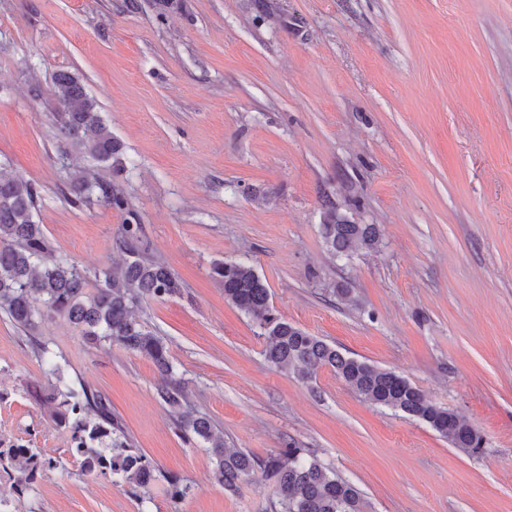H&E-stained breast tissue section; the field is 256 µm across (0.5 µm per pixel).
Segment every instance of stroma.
<instances>
[{
    "mask_svg": "<svg viewBox=\"0 0 512 512\" xmlns=\"http://www.w3.org/2000/svg\"><path fill=\"white\" fill-rule=\"evenodd\" d=\"M60 70L123 147L127 213L69 189L96 164L57 134ZM0 173L38 186L36 221L89 271L118 264L123 223L141 224L183 290L140 318L226 447L310 449L364 512H512V0H0ZM329 201L378 225V250L331 259ZM224 260L254 265L291 324L453 410L483 453L331 369L309 382L275 370L211 277ZM38 334L190 491L176 504L160 482L143 502L120 478L82 475L69 433L26 394L41 364L0 315V438L61 462L22 497L1 479L0 512H273L262 476L234 492L214 481L149 357L94 348L58 316Z\"/></svg>",
    "mask_w": 512,
    "mask_h": 512,
    "instance_id": "35a3bbf8",
    "label": "stroma"
}]
</instances>
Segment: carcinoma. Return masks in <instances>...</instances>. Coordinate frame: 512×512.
Masks as SVG:
<instances>
[{"label": "carcinoma", "mask_w": 512, "mask_h": 512, "mask_svg": "<svg viewBox=\"0 0 512 512\" xmlns=\"http://www.w3.org/2000/svg\"><path fill=\"white\" fill-rule=\"evenodd\" d=\"M58 100L57 130L73 146L100 164L109 175L124 170L121 145L112 136L80 79L67 71L52 77ZM71 191L78 200L96 196L108 207L124 212L127 200L112 188V179L74 174ZM38 187L19 179L0 178V312L26 334L35 358L45 364V381L29 396L49 411L54 426L70 433V452L86 476H117L144 500L155 481L157 466L136 448L112 412L110 400L82 378L65 374L61 361L50 355L46 342L33 335L46 316L65 317L89 343L106 350L117 345L149 356L164 382L159 398L171 408L179 434L208 444L215 480L227 491L260 471L274 481L276 512H361V496L349 481L325 468L308 450L290 442L259 457L224 447V437L210 420L190 410L185 388L175 377L165 341L148 330L136 310L147 299L163 301L181 294L182 284L162 262L152 258L140 235V224L125 222L118 248L122 263L93 274L56 254L42 226L34 219ZM320 235L337 258L359 248L375 250L381 242L375 224H355L328 202ZM211 275L224 288V299L260 329L263 355L279 371L305 381L322 368H331L364 400L403 413L429 425L460 451H483L481 432L452 410L429 400L405 377L348 357L323 339L288 323L270 304L269 289L254 266L245 261L216 262ZM57 460L39 448L0 439V476L13 491L31 493ZM169 498L178 502L188 490L183 479L165 475Z\"/></svg>", "instance_id": "carcinoma-1"}]
</instances>
